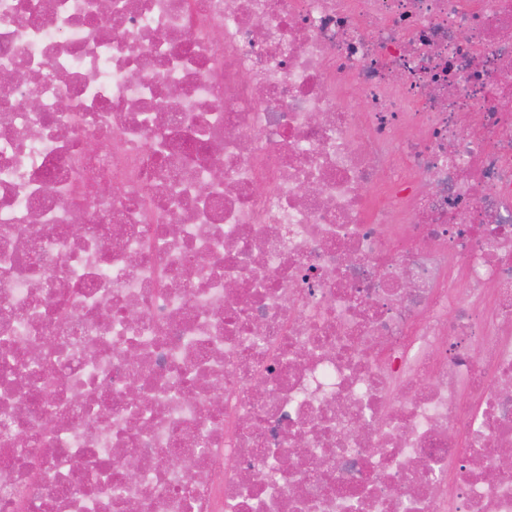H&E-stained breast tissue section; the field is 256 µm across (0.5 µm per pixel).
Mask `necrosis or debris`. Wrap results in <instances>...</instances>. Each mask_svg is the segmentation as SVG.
<instances>
[{
    "mask_svg": "<svg viewBox=\"0 0 512 512\" xmlns=\"http://www.w3.org/2000/svg\"><path fill=\"white\" fill-rule=\"evenodd\" d=\"M1 74L0 512H512V0H0Z\"/></svg>",
    "mask_w": 512,
    "mask_h": 512,
    "instance_id": "1",
    "label": "necrosis or debris"
}]
</instances>
